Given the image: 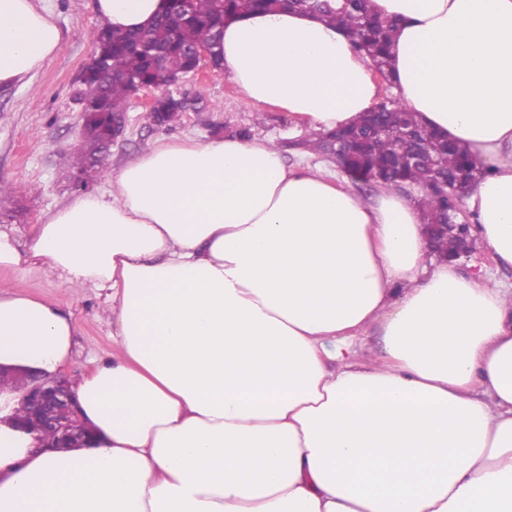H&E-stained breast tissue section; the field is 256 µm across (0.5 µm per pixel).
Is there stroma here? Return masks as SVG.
Instances as JSON below:
<instances>
[{
	"instance_id": "obj_1",
	"label": "stroma",
	"mask_w": 512,
	"mask_h": 512,
	"mask_svg": "<svg viewBox=\"0 0 512 512\" xmlns=\"http://www.w3.org/2000/svg\"><path fill=\"white\" fill-rule=\"evenodd\" d=\"M44 4L63 35L60 50L28 83L0 87V184L11 190L9 200L0 204V229L21 245L38 224L80 194L73 183V160L80 148V74L94 49L99 25L94 0H44ZM165 91L185 99L186 111L169 124H151L145 119L144 93L130 96L124 133L112 146L92 193L106 190L109 172L162 138L210 140L244 133L274 142L288 164L324 161L303 147L312 139V131L296 126L288 113L246 104L222 71L186 75ZM15 284L72 314L78 325L74 372L90 370L108 356L112 325L104 312L105 291L89 288L73 293L29 263L0 268V287Z\"/></svg>"
}]
</instances>
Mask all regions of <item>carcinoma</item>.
Segmentation results:
<instances>
[{
  "mask_svg": "<svg viewBox=\"0 0 512 512\" xmlns=\"http://www.w3.org/2000/svg\"><path fill=\"white\" fill-rule=\"evenodd\" d=\"M283 9L317 15L332 26L348 29L355 45L365 52L372 65L381 74L388 73L394 25L375 16L370 0H188L185 17L167 6L146 28L130 32L105 29L109 48L104 73L95 107L85 117L86 122L96 125L99 112L125 111L131 78L165 86L171 65L177 63V52L196 45L216 46L229 16ZM145 41L159 44L161 52L147 56L139 49V44ZM341 132L347 145L343 174L362 184L391 188L408 181L424 188L421 210L428 225L448 223L456 206L463 202L461 198L427 189L432 180L446 174L452 181L466 171L468 180L461 183L464 193L470 180L483 174L465 146L423 126L416 113L398 98L379 103L359 123ZM108 154L109 150L101 148L100 138L92 130L77 152L74 168L83 170L92 158L101 170Z\"/></svg>",
  "mask_w": 512,
  "mask_h": 512,
  "instance_id": "1",
  "label": "carcinoma"
}]
</instances>
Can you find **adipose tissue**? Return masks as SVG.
<instances>
[{"instance_id": "ef3b65f1", "label": "adipose tissue", "mask_w": 512, "mask_h": 512, "mask_svg": "<svg viewBox=\"0 0 512 512\" xmlns=\"http://www.w3.org/2000/svg\"><path fill=\"white\" fill-rule=\"evenodd\" d=\"M164 0H96L135 30ZM397 21L392 77L426 127L487 169L473 234L512 268V0H372ZM62 36L41 0H0V85ZM247 102L327 132L379 103L350 34L298 12L225 22ZM416 188L364 196L269 141L158 140L38 225L33 262L108 290L112 349L74 375L83 448L17 429L0 389V512H512V290L430 251ZM77 327L0 290V367L52 377ZM380 346L366 357L365 336Z\"/></svg>"}]
</instances>
